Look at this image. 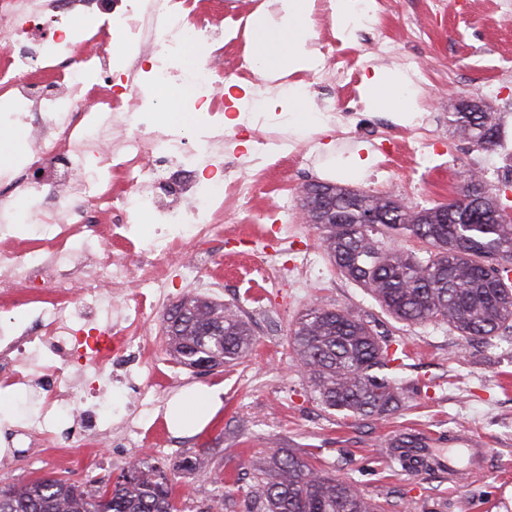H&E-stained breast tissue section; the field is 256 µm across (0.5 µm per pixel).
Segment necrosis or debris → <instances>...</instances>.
I'll list each match as a JSON object with an SVG mask.
<instances>
[{
	"label": "necrosis or debris",
	"instance_id": "necrosis-or-debris-1",
	"mask_svg": "<svg viewBox=\"0 0 512 512\" xmlns=\"http://www.w3.org/2000/svg\"><path fill=\"white\" fill-rule=\"evenodd\" d=\"M94 0H0V31L11 41L0 48L8 64L0 83L25 103L35 119L33 150L25 164L0 171V298L13 307L30 305L29 290L53 286L59 302L42 308L22 331L0 323V388L44 396L35 414L0 435L8 448H23L31 464L43 463V447L56 440L60 425L71 434L112 440V380L96 361L120 351L144 357L147 341L135 336L113 343L112 327L139 323L145 310L138 300H113L130 279L153 292L155 306L167 299L164 257L182 259L184 274L207 267L212 256L202 248L230 196L248 202L253 182L202 186L197 176L156 191L174 160L184 155L220 160L219 125L187 143L178 131H160L155 113L143 102L112 95V67L119 45L149 46L156 66L152 80L168 85L180 75L191 90L218 89L224 81L219 62L223 27L190 21L194 0H131L118 14L101 17ZM49 18L52 46L30 54L24 44L42 18ZM123 169L133 190L117 196L108 178H84L86 169ZM47 199L45 214L22 208V201ZM150 211L154 233L134 261L113 258L109 244L124 232L112 221ZM39 248H32V241ZM157 403L136 389L120 416L123 445H143L140 418Z\"/></svg>",
	"mask_w": 512,
	"mask_h": 512
}]
</instances>
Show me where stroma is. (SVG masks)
<instances>
[{"label": "stroma", "mask_w": 512, "mask_h": 512, "mask_svg": "<svg viewBox=\"0 0 512 512\" xmlns=\"http://www.w3.org/2000/svg\"><path fill=\"white\" fill-rule=\"evenodd\" d=\"M198 12L220 16L224 30V80L234 84L238 99H246L256 71L240 72L238 63L250 57V35H238L232 13L252 15L257 0H197ZM373 19L396 48L392 58L379 56L362 28L338 33L328 0H315L316 35L312 59L288 72L300 87L308 108L333 98L342 107L359 106L356 126L321 123L309 133L289 137L288 144L263 165L253 162L254 145L271 129L242 120L238 108L216 96L224 107L223 171L230 177L254 181L250 205L226 200L224 230L206 243L215 255L203 279L215 284L212 297L236 305L252 325L255 345L233 366L200 371L179 364L164 343L165 308H157L142 325L113 327L116 336L144 333L150 346L147 386L159 404L145 414L150 460L173 467L191 458L194 470L177 477L181 512H241L240 504L215 502L216 476L238 482L237 470L222 468L221 459L238 456L241 465L279 448H298L326 467L354 480L364 495L386 505L388 512H512V335L483 344H468L445 324L407 326L392 319L363 288L343 278L320 245L313 225L298 218V189L309 183L346 185L396 196L410 206H432L454 198L464 169L482 167L486 181L504 187L512 168V79L499 68L512 62V21H504L497 0H449L445 12L433 14L428 0H374ZM418 21L424 36L407 39L402 24ZM352 59L353 79L338 83L318 70L327 52ZM420 59L429 72L425 83L412 87L414 121L399 120L392 108L363 105L365 80L374 72L405 76L400 61ZM463 99L483 100L502 120L500 147L479 151L455 133L450 117ZM433 131L427 158L410 153L420 127ZM249 148H242V141ZM367 147L370 164L356 176L340 173V164L358 147ZM264 241L279 249L287 269L277 287H269L255 271L261 261L254 244ZM314 265L303 268L302 255ZM347 308L377 321L382 342L393 357V374L403 384L405 403L390 416L356 420L322 409L312 396L306 373L292 357L287 332L306 308ZM217 387L222 406L198 433L171 432L166 412L175 396L193 388ZM431 437L437 447H452L455 438H480L489 453L483 469L464 475L457 485L437 472L414 471L391 463L388 452L397 436ZM46 462L32 467L25 455L12 465V479L0 487L19 485L52 475L73 481L110 484L127 469L128 449L78 439L44 450Z\"/></svg>", "instance_id": "35a3bbf8"}]
</instances>
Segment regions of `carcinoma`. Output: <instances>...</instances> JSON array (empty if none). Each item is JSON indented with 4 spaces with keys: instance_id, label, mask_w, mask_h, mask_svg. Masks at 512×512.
Wrapping results in <instances>:
<instances>
[{
    "instance_id": "cac0c4a2",
    "label": "carcinoma",
    "mask_w": 512,
    "mask_h": 512,
    "mask_svg": "<svg viewBox=\"0 0 512 512\" xmlns=\"http://www.w3.org/2000/svg\"><path fill=\"white\" fill-rule=\"evenodd\" d=\"M450 122L471 144L499 146L497 113L454 112ZM326 222L315 225L325 252L349 281L365 288L396 321L441 322L466 342L512 333V219L509 206L484 179L464 177L460 196L431 207H409L387 195L336 186L324 202ZM371 213L376 223L366 224ZM419 240V256L391 242ZM178 307L185 317L165 320L167 350L181 364L214 369L240 362L254 330L231 305L189 292ZM288 346L305 369L314 400L355 419L399 411L404 391L388 369L372 321L346 309L311 306L290 326ZM139 464L113 485L42 477L0 488V512H180L173 494L176 470ZM243 512H381L350 478L314 465L297 448H280L250 468Z\"/></svg>"
}]
</instances>
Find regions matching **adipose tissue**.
I'll return each instance as SVG.
<instances>
[{"mask_svg": "<svg viewBox=\"0 0 512 512\" xmlns=\"http://www.w3.org/2000/svg\"><path fill=\"white\" fill-rule=\"evenodd\" d=\"M279 19L267 14H254L250 21L252 59L258 72L266 78L298 67L310 55L308 42L313 37L311 12L303 0H281ZM218 388L207 389L194 413H186L178 405H170L167 419L172 432L182 435L204 427L218 411L222 401Z\"/></svg>", "mask_w": 512, "mask_h": 512, "instance_id": "1", "label": "adipose tissue"}]
</instances>
